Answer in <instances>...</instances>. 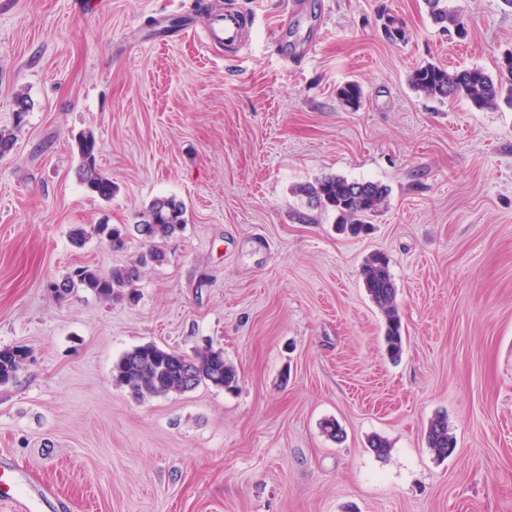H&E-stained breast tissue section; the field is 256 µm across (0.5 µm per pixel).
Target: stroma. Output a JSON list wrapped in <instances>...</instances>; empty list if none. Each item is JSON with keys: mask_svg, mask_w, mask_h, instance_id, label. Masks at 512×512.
<instances>
[{"mask_svg": "<svg viewBox=\"0 0 512 512\" xmlns=\"http://www.w3.org/2000/svg\"><path fill=\"white\" fill-rule=\"evenodd\" d=\"M228 4L251 17L242 47L154 33L160 16L202 27ZM450 4L465 40L423 0H303L289 16L284 0H103L93 14L0 0V129L16 136L0 159V348L30 352L0 386V461L37 512H512V107L408 84L429 62L495 73L512 5ZM387 13L407 42L387 38ZM349 82L359 105L337 96ZM88 130L108 202L76 176ZM324 176L387 186L366 235L294 194ZM158 196L187 222L134 302L53 298L48 281L74 267L134 260L138 239L115 252L92 229L133 224ZM376 251L398 289L395 362L360 279ZM146 343L223 348L237 390L135 400L112 367ZM438 415L445 457L425 438ZM329 419L343 441L322 433ZM432 22L449 35H458L463 39L467 34L466 20L455 7H449L447 0H424ZM426 441L438 455H448L454 448L453 437L449 433L448 420L444 416H435L426 430Z\"/></svg>", "mask_w": 512, "mask_h": 512, "instance_id": "stroma-1", "label": "stroma"}]
</instances>
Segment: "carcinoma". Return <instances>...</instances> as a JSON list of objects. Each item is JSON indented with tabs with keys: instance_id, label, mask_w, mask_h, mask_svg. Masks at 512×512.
<instances>
[{
	"instance_id": "carcinoma-1",
	"label": "carcinoma",
	"mask_w": 512,
	"mask_h": 512,
	"mask_svg": "<svg viewBox=\"0 0 512 512\" xmlns=\"http://www.w3.org/2000/svg\"><path fill=\"white\" fill-rule=\"evenodd\" d=\"M424 5L432 22L442 31L461 39L466 36L465 18L457 8L448 6V0H424ZM384 28L391 41L406 40V25L399 18L387 16ZM408 82L415 92L440 103L465 100L479 111L496 108L501 103L512 106V51L502 54L494 76L478 67L451 70L427 63L414 69ZM337 95L342 102L356 105L362 92L358 84L351 82L340 88ZM75 143L79 156V181L98 198L111 200L115 186L112 179L100 172L93 134L82 132L75 138ZM294 193L305 197L310 207L333 212L339 230L358 235L366 227V218L375 215L386 204L388 188L377 182L331 176L298 184ZM186 213L182 201L161 196L154 198L140 213L139 220L131 229L112 224L98 225L94 228L95 233L114 250L124 248L132 232L141 242L148 244L149 249L135 262L107 273L95 267L77 266L62 279L50 282L52 295L60 301L82 289L105 300L133 299L141 268L167 261L163 244L187 222ZM360 278L369 299L383 315L386 352L395 360L402 350V322L397 304L398 292L387 256L381 252L372 253L360 269ZM27 355V349L22 346L0 348V386L17 378ZM186 360L195 372L196 384L206 383L224 390L237 387L236 369L224 360L223 349L211 345L189 357L153 343L137 346L115 362L112 379L128 388L138 400L173 392L185 393L190 390L183 379ZM426 441L429 448L439 455L445 456L452 451L454 441L446 417L436 416L430 420Z\"/></svg>"
}]
</instances>
